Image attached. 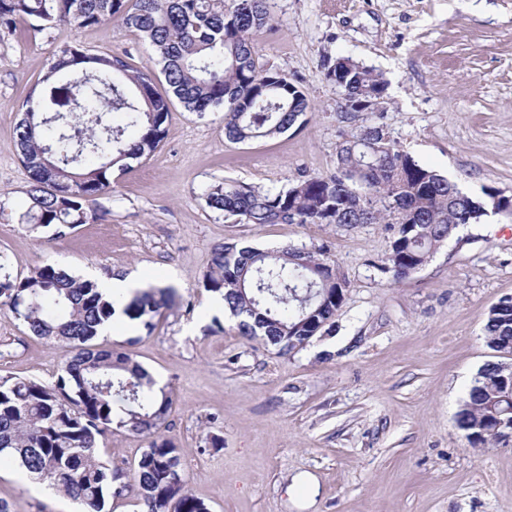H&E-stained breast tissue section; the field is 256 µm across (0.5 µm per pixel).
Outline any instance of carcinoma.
<instances>
[{"instance_id": "obj_1", "label": "carcinoma", "mask_w": 512, "mask_h": 512, "mask_svg": "<svg viewBox=\"0 0 512 512\" xmlns=\"http://www.w3.org/2000/svg\"><path fill=\"white\" fill-rule=\"evenodd\" d=\"M116 18L148 41L151 65L137 69L119 55L66 45L19 108L17 146L30 174L23 219L54 239L100 218L97 200L114 172L153 155L165 139L173 101L200 114L223 109L234 143L283 134L310 109L286 73L259 63L254 37L275 22L269 0H0V29L20 21L37 32L103 27ZM323 66L343 92L342 114L386 100L387 81L362 64L337 57ZM157 72L167 96L155 88ZM383 135L371 126L352 134L330 175L278 192L220 182L205 191L206 204L243 224H391L384 269L407 277L456 230L479 223L495 190L471 195ZM203 286L222 297L240 335L286 356L332 325L347 281L320 248L224 243L212 251ZM177 298L172 287L146 288L125 301L57 265L18 278L0 262V308L69 354L49 382L0 375V462L18 463L82 512H106L132 484L139 512H209L188 489L178 448L160 434L171 397L154 393L153 378L131 356L92 345L116 311L150 333ZM485 332L492 350L512 348V298L489 308ZM459 414L471 445L503 441L498 424L512 421V392L497 364L480 369ZM114 426L148 439L131 484L96 452Z\"/></svg>"}]
</instances>
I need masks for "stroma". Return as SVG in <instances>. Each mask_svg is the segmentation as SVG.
<instances>
[{
	"label": "stroma",
	"mask_w": 512,
	"mask_h": 512,
	"mask_svg": "<svg viewBox=\"0 0 512 512\" xmlns=\"http://www.w3.org/2000/svg\"><path fill=\"white\" fill-rule=\"evenodd\" d=\"M270 10L277 26L256 37L260 61L305 93L304 124L234 143L223 110L175 107L160 149L99 197L106 217L60 240L20 221L30 177L17 107L61 46L135 68L149 65L152 48L117 20L0 32V255L18 277L56 264L95 282L136 273L142 285L177 289L151 335L129 321L97 344L163 380L172 408L162 433L210 512H512V445L471 447L456 424L495 358L487 311L512 296V217L460 228L398 279L384 268L390 225L240 224L204 197L221 181L277 192L332 172L342 142L371 125L465 192L512 195V0H270ZM339 56L387 81L379 109L341 119L323 67ZM225 242L323 248L348 282L331 331L287 357L239 335L203 287ZM64 360L0 309V374L48 382ZM146 446L115 430L98 454L129 476ZM0 498L11 512L79 510L13 464L0 465Z\"/></svg>",
	"instance_id": "1"
}]
</instances>
